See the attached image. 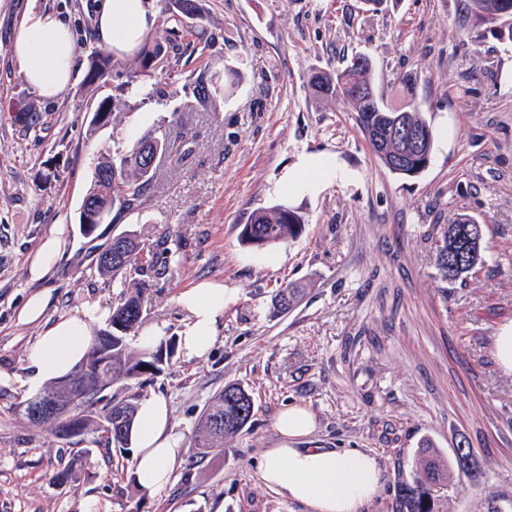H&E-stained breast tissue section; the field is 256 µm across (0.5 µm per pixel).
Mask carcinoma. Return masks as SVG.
<instances>
[{"mask_svg":"<svg viewBox=\"0 0 512 512\" xmlns=\"http://www.w3.org/2000/svg\"><path fill=\"white\" fill-rule=\"evenodd\" d=\"M170 17L180 25L182 17L197 10L194 0H169ZM468 14L484 24L503 42L512 43V0H467ZM161 48L144 45L138 53V64L146 70L160 58ZM112 72V58L100 52L90 54L85 82H104ZM310 85L320 99L341 101L355 113L356 124L374 156L391 172L414 177L429 164L423 155L413 153L400 127H415L425 132L428 146L434 147L435 131L423 116L421 107L409 98L402 106H392L376 90L372 64L366 57H356L335 74L316 71ZM112 115L109 100H100L89 123L94 133L109 123ZM180 133L168 125H159L144 135L129 152L105 158L95 168L93 181L84 197L97 204L98 212L86 208L79 213V224L91 234L99 224L108 221L113 210H133L147 199L157 181V167L144 161L145 155L160 151L169 156L179 154ZM301 213L290 206L277 205L255 210L249 223L242 226V244L261 249L286 243L303 231ZM482 225L470 217H459L442 232L437 246L436 266L442 280L455 282L472 276L482 268ZM112 253V261L105 260ZM171 248L164 244L147 245L133 232L112 239V250H103L97 258V272L102 278L120 276L129 281L126 292L110 308L108 326L92 338L83 359L72 370L47 383V389L60 390L69 385L84 398L66 397L83 406L81 434L92 437V443L113 445L128 450V433L137 411V396L117 400L111 386L100 384L98 369L101 362L112 363V379L137 380L162 371V362L170 358L174 346L158 345L134 352L127 347V335L144 319L143 282L157 278L170 266ZM306 286L289 283L275 295L273 310L286 313L299 304ZM254 400L246 389L237 385L224 387L212 397L195 426L191 439L193 448H213L224 453V439L238 434L250 421ZM469 473L459 460L445 461L432 444L425 442L415 456V477L397 491L398 512H433L435 488Z\"/></svg>","mask_w":512,"mask_h":512,"instance_id":"1","label":"carcinoma"}]
</instances>
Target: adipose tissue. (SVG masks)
I'll use <instances>...</instances> for the list:
<instances>
[{"mask_svg":"<svg viewBox=\"0 0 512 512\" xmlns=\"http://www.w3.org/2000/svg\"><path fill=\"white\" fill-rule=\"evenodd\" d=\"M153 25L145 0H99L96 33L100 42L118 53L138 46ZM12 51L33 91L45 99L58 97L69 85L76 44L68 25L53 13L28 9L20 22ZM336 176V164L326 158H302L289 173L287 185L312 193ZM230 289L201 283L184 291L179 303L186 323L179 337L184 361L208 355L216 338ZM89 313L60 317L30 345L29 372L22 387L36 391L45 382L68 373L85 355L92 340ZM132 478L142 497L159 494L170 483L185 452L165 397L148 395L138 403L130 432ZM262 480L281 497L307 506L310 512H359L379 486L375 458L358 450L322 448L268 449L260 464Z\"/></svg>","mask_w":512,"mask_h":512,"instance_id":"adipose-tissue-1","label":"adipose tissue"}]
</instances>
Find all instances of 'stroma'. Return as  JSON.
<instances>
[{
	"label": "stroma",
	"mask_w": 512,
	"mask_h": 512,
	"mask_svg": "<svg viewBox=\"0 0 512 512\" xmlns=\"http://www.w3.org/2000/svg\"><path fill=\"white\" fill-rule=\"evenodd\" d=\"M36 4L62 16L77 45L75 78L49 100L27 85L12 55L23 13ZM163 62L144 71L136 52L116 55L123 74L154 99L122 91L118 80L85 85L100 47L92 0H0V373L24 372L26 348L60 316L91 310L105 328L125 292L96 272L113 236L166 240L175 257L166 276L147 280L146 325L176 340L185 323L178 297L200 282L230 288L215 344L196 363L173 354L144 393L165 395L178 432L191 436L209 402L238 384L255 402L250 423L224 452L186 451L173 482L139 496L122 449L90 437L60 440L20 414L27 392L0 386V512H309L261 478L266 449L359 450L381 470L375 496L359 512H395L396 491L413 477L421 440L444 459L466 444L474 469L434 494V512H512V373L498 365L493 338L512 325V43L465 12L466 0H399L365 10L360 0H199L171 32L165 0H149ZM368 56L384 97L414 73L413 94L436 138L428 167L391 173L367 148L354 115L315 98L312 71H336ZM237 86L199 101L195 86L225 70ZM108 125L88 127L102 98ZM34 112V124L22 115ZM179 117L190 151L159 167L145 204L112 212L84 234L79 208L99 155L124 154L162 122ZM303 154H324L338 174L315 194L279 189ZM287 204L303 232L265 250L242 246L241 224L261 207ZM483 229L481 271L449 283L436 266V240L459 216ZM59 235L55 262L30 268ZM289 281L309 283L292 311L272 299ZM42 316L23 321L29 301ZM308 407L314 431L283 439L275 417ZM77 481L53 477L73 455Z\"/></svg>",
	"instance_id": "obj_1"
}]
</instances>
